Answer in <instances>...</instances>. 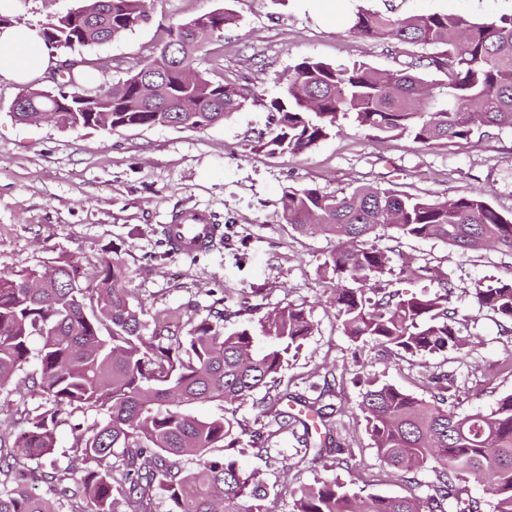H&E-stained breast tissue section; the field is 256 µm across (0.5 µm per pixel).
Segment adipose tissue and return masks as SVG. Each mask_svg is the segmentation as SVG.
Here are the masks:
<instances>
[{
	"label": "adipose tissue",
	"instance_id": "obj_1",
	"mask_svg": "<svg viewBox=\"0 0 512 512\" xmlns=\"http://www.w3.org/2000/svg\"><path fill=\"white\" fill-rule=\"evenodd\" d=\"M54 64L38 28L20 24L0 26V82L27 83Z\"/></svg>",
	"mask_w": 512,
	"mask_h": 512
}]
</instances>
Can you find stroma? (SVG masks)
Segmentation results:
<instances>
[{"instance_id": "stroma-1", "label": "stroma", "mask_w": 512, "mask_h": 512, "mask_svg": "<svg viewBox=\"0 0 512 512\" xmlns=\"http://www.w3.org/2000/svg\"><path fill=\"white\" fill-rule=\"evenodd\" d=\"M17 24L42 27L77 8L80 0H20ZM147 23L110 42L81 48L95 66L89 87L125 79L132 63L156 51L166 28L227 7L239 17L221 37L206 41L195 54L196 68L250 89L256 96L230 118L203 131L140 127L119 132L70 130L52 123L16 122L11 107L20 85L0 83V273L42 270L70 257L92 269L114 248L133 271L131 289L144 304L146 318L179 310L185 327L224 310V328L256 327L253 305L270 310L304 306L314 331L283 373L288 398L283 407L298 424L274 432L259 413L265 392L257 390L234 407L196 405L201 417L233 415L248 432L269 434L265 448L246 447L239 461L258 472L269 496V512H291L302 487L318 479L343 483L363 496H397L427 491L429 473L417 485L382 464L359 411L366 382L387 383L430 399L429 375L454 374L458 409H490L512 394V375L498 372L512 359V336L500 333L501 317L476 299L479 283L512 278V255L479 249L456 256L437 240L398 237L378 229L375 244L391 258L380 288L404 294L435 290L429 276L408 280L403 263L441 272L448 278L451 302L462 315L465 354L394 356L373 341L348 338L329 301L331 276L324 261L334 238L300 235L282 219L286 187L311 186L324 193H349L362 185L443 200L473 190L485 191L502 213L512 212V131L491 130L449 146L427 148L408 135L357 127L344 118L330 135L299 154H280L259 142L271 114L266 105L279 95L280 77L295 63L314 58L332 65L363 62L395 69L429 55L426 47L376 41L350 30L361 9L382 14L453 12L474 20L512 14V0H347L342 20L329 22L303 0H146ZM189 208L210 213L224 237L197 256L176 255L162 245L161 231L172 214ZM321 399L332 408L327 422L302 425L304 402ZM41 393L0 390V440L13 445L24 414L42 412ZM90 410H75L55 428L49 465L66 470L75 460L72 428L100 422ZM351 453L347 465L323 468L311 452Z\"/></svg>"}]
</instances>
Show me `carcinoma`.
Masks as SVG:
<instances>
[{
	"label": "carcinoma",
	"instance_id": "cac0c4a2",
	"mask_svg": "<svg viewBox=\"0 0 512 512\" xmlns=\"http://www.w3.org/2000/svg\"><path fill=\"white\" fill-rule=\"evenodd\" d=\"M72 29L42 32L50 49L73 50L106 43L149 19L146 0H82L71 12ZM223 28L237 24L229 9L207 14ZM197 16L170 27L158 51L143 57L127 77L85 90L76 74L88 64L68 57L53 74L47 96L27 87L41 108L53 95L90 101L94 112L56 113L73 130L176 126L204 130L243 109L249 89L214 80L194 69V55L209 39ZM351 29L372 40L430 46L426 67L442 75L427 80L415 63L377 70L305 58L288 69L281 96L266 103L274 127L266 145L296 154L326 138L348 115L357 125L385 134H409L427 147L467 141L482 129L512 130V14L480 22L455 13L387 15L358 10ZM285 223L299 234L336 239L325 260L336 287L331 300L346 336L368 338L397 356L464 352L458 311L451 307L448 278L438 289L403 296L377 287L389 258L371 241L380 227L401 236L433 239L464 255L480 248L512 254V215L499 212L481 192L445 200L401 195L373 186L348 194L289 187L283 192ZM31 271L0 274V388L25 371L32 337L40 339L38 370L25 382L45 396L46 407L25 418L17 452H0V512H61L63 504L33 493L40 482L61 497L85 500L88 512H150L156 491L167 512H268L265 485L240 468L231 450L240 443L235 423L225 416L199 417L197 403L246 402L262 387L276 389L290 353L312 334L310 314L286 305L262 313L257 323L270 340L265 349L245 327L228 333L224 314L180 334L179 314L154 319L145 333L143 304L129 288L130 272L114 255L79 278L64 259L28 286ZM482 307L512 321V279L480 285ZM438 393L414 397L391 384L369 382L360 410L381 463L407 482L428 471L429 492L401 496H360L344 485L318 480L303 487L292 512H482L470 481L485 482L494 512H512V394L485 411H456L454 376L431 378ZM286 395L260 402V413L281 429L291 425L281 408ZM94 410L103 420L74 427L81 466L64 473L30 468L52 453L61 414ZM223 448L222 456L210 454Z\"/></svg>",
	"mask_w": 512,
	"mask_h": 512
}]
</instances>
